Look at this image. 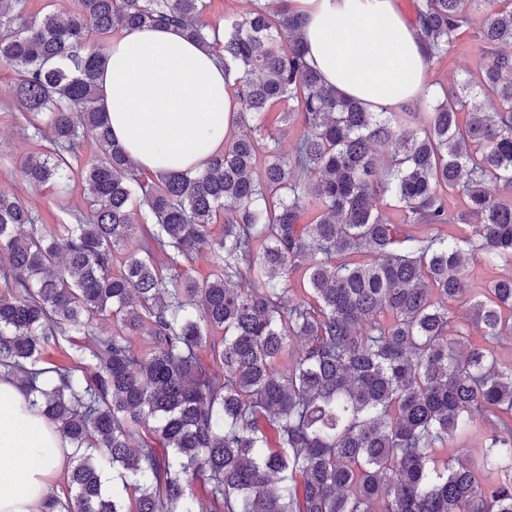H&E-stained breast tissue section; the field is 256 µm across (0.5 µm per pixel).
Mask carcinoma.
I'll use <instances>...</instances> for the list:
<instances>
[{
  "mask_svg": "<svg viewBox=\"0 0 512 512\" xmlns=\"http://www.w3.org/2000/svg\"><path fill=\"white\" fill-rule=\"evenodd\" d=\"M27 2L0 0V62L51 136L20 171L86 186V212L45 233L0 193V371L72 449L48 512H512V365L471 343L512 341V276L466 288L473 254L512 264V0H414L429 62L490 5L473 35L488 63L398 112L321 79L290 0L210 21L205 0H75L65 17ZM159 24L223 57L253 134L151 179L113 140L98 77L112 34ZM274 113L301 125L288 154ZM86 136L100 155L81 167ZM204 249L212 278L171 274ZM66 343L83 369L42 359ZM477 428L480 460L448 464V438Z\"/></svg>",
  "mask_w": 512,
  "mask_h": 512,
  "instance_id": "cac0c4a2",
  "label": "carcinoma"
}]
</instances>
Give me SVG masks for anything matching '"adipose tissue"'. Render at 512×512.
<instances>
[{"label":"adipose tissue","instance_id":"ef3b65f1","mask_svg":"<svg viewBox=\"0 0 512 512\" xmlns=\"http://www.w3.org/2000/svg\"><path fill=\"white\" fill-rule=\"evenodd\" d=\"M290 4L310 63L338 91L378 112L409 107L426 90L425 48L397 0ZM99 90L114 138L148 173L203 170L238 109L222 61L173 26L123 30L106 50ZM67 454L31 396L0 373V512H47Z\"/></svg>","mask_w":512,"mask_h":512}]
</instances>
